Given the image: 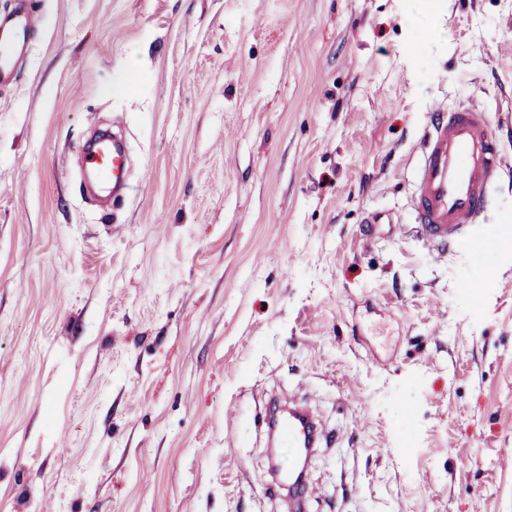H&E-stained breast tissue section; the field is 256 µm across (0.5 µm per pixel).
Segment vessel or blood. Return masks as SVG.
Instances as JSON below:
<instances>
[{
  "mask_svg": "<svg viewBox=\"0 0 512 512\" xmlns=\"http://www.w3.org/2000/svg\"><path fill=\"white\" fill-rule=\"evenodd\" d=\"M41 26L37 11L17 4L0 18V83L21 63L31 32ZM83 164L94 171L102 189L125 185L128 156L120 143L87 150ZM504 168L488 113L461 104L437 105L420 142V162L410 200L414 229L427 245L443 252L483 218L490 192ZM281 447L293 457H310L318 435L313 415L303 406L289 408L273 428Z\"/></svg>",
  "mask_w": 512,
  "mask_h": 512,
  "instance_id": "obj_1",
  "label": "vessel or blood"
}]
</instances>
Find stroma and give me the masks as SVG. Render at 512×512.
I'll list each match as a JSON object with an SVG mask.
<instances>
[{
  "mask_svg": "<svg viewBox=\"0 0 512 512\" xmlns=\"http://www.w3.org/2000/svg\"><path fill=\"white\" fill-rule=\"evenodd\" d=\"M0 86V512H289L258 408L333 446L304 512H512V0H34ZM485 224L412 229L435 104ZM120 127L145 193L90 202ZM377 223H367L368 215ZM504 168L488 113L440 104L420 142V162L410 200L413 229L427 245L447 251L473 230L488 208Z\"/></svg>",
  "mask_w": 512,
  "mask_h": 512,
  "instance_id": "1",
  "label": "stroma"
}]
</instances>
